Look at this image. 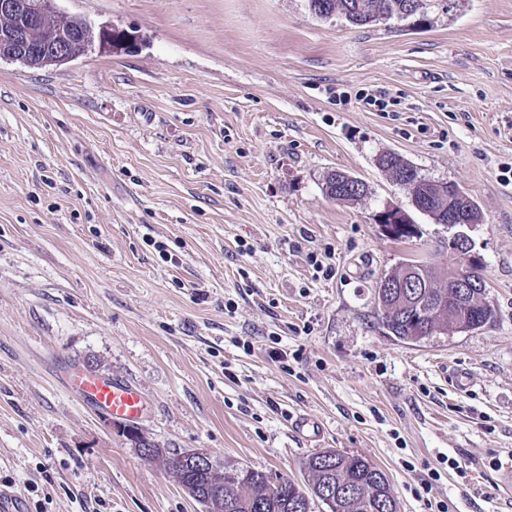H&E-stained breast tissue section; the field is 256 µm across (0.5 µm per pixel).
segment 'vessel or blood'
Wrapping results in <instances>:
<instances>
[{
  "mask_svg": "<svg viewBox=\"0 0 512 512\" xmlns=\"http://www.w3.org/2000/svg\"><path fill=\"white\" fill-rule=\"evenodd\" d=\"M68 379L71 389L101 413L117 419L137 420L147 412L141 392L130 382L80 370L71 371Z\"/></svg>",
  "mask_w": 512,
  "mask_h": 512,
  "instance_id": "b4317fda",
  "label": "vessel or blood"
}]
</instances>
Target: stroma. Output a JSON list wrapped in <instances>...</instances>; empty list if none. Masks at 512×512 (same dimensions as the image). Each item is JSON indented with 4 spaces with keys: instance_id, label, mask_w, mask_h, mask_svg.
<instances>
[{
    "instance_id": "1",
    "label": "stroma",
    "mask_w": 512,
    "mask_h": 512,
    "mask_svg": "<svg viewBox=\"0 0 512 512\" xmlns=\"http://www.w3.org/2000/svg\"><path fill=\"white\" fill-rule=\"evenodd\" d=\"M55 6L131 42L50 69L0 54V485L39 512H204L71 392L76 368L136 385L138 431L165 453L303 485L335 449L377 464L399 512H512V0L363 27L308 0ZM386 152L478 205L484 327L406 343L376 324L379 278L444 263L452 234ZM335 171L366 196L329 198ZM389 204L416 237L383 231ZM326 252L330 277L309 262ZM336 180H339L341 183H344L348 186L350 190H355L358 193H364L365 192V184L360 183L359 181H356L355 177L350 176L343 172H333L328 176L327 183H326V189L331 185H336ZM338 196H333L334 200L338 201H357L364 197L365 194L360 195L359 197H355L356 193H353L351 191H348L345 187H342L340 191H337ZM342 195V196H341Z\"/></svg>"
}]
</instances>
